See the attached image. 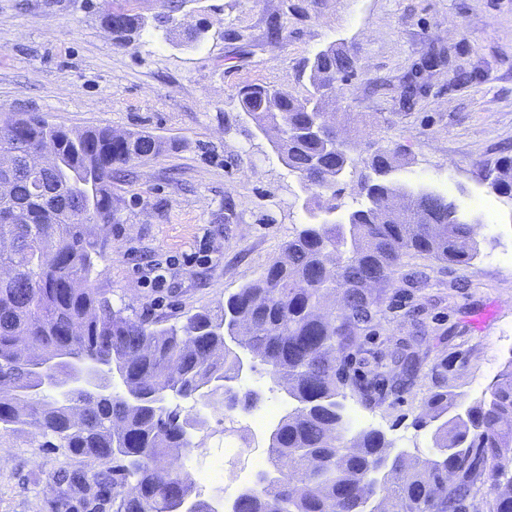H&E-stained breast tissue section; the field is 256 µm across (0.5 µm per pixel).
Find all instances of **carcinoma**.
Wrapping results in <instances>:
<instances>
[{"label": "carcinoma", "instance_id": "obj_1", "mask_svg": "<svg viewBox=\"0 0 512 512\" xmlns=\"http://www.w3.org/2000/svg\"><path fill=\"white\" fill-rule=\"evenodd\" d=\"M187 0H161L155 21L165 26ZM112 40L125 45L145 29L141 17L107 9ZM347 52L328 46L305 64L307 94L262 84L240 88L242 110L257 131L273 130L274 146L306 192L310 222L285 244L257 279L216 310L181 323L129 315L92 286L99 235L116 223L112 181L158 157L164 143L145 132L117 133L53 126L38 116L0 125V152L16 154L11 190L0 194V432L30 427L39 448H58L78 463L53 476L69 512H213L199 498L191 472L163 464L193 447L207 422L182 412L178 399H205L222 420L260 401L236 381L244 357L293 401L273 427L270 468L240 489L230 512H481L485 470L501 488L487 512H512V474L501 461L512 452V360L489 395L458 410L443 385L421 407L417 422L433 426L432 455L390 452L376 429L355 430L344 414L343 390L353 386L373 405L386 384L399 389L417 374L415 355L399 347L389 362L350 375L358 335L378 312L375 284L393 280L404 257L425 254L452 265L479 254V220L458 214L454 200L394 178L395 154L377 150L364 161V202L334 221L340 174L359 159L336 149L324 105L336 82L354 71ZM58 142L57 164L30 168L35 143ZM488 188L512 199V157L486 170ZM80 278L85 287H71ZM65 356L86 357L112 371V394L78 393L70 405L22 391L42 371L67 373ZM95 460L101 469L79 466Z\"/></svg>", "mask_w": 512, "mask_h": 512}]
</instances>
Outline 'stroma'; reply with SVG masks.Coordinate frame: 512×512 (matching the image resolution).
Here are the masks:
<instances>
[{
  "label": "stroma",
  "instance_id": "35a3bbf8",
  "mask_svg": "<svg viewBox=\"0 0 512 512\" xmlns=\"http://www.w3.org/2000/svg\"><path fill=\"white\" fill-rule=\"evenodd\" d=\"M110 7L149 19L160 2L0 0V121L32 114L167 145L113 182L117 221L94 287L113 306L173 324L259 277L309 216L297 176L238 91L260 83L305 94L304 62L345 49L355 70L326 109L354 155L400 151L398 178L482 223L469 265L404 258L358 338L367 357L383 359L420 332L415 384L372 406L344 400L394 447L433 453L416 422L422 400L443 384L459 401L479 398L512 359V203L483 180L512 155V0H188L174 27H147L127 46L102 26ZM187 27L202 30L201 42L184 40ZM1 446L10 454L0 459V512H62L60 451L33 447L26 432Z\"/></svg>",
  "mask_w": 512,
  "mask_h": 512
}]
</instances>
